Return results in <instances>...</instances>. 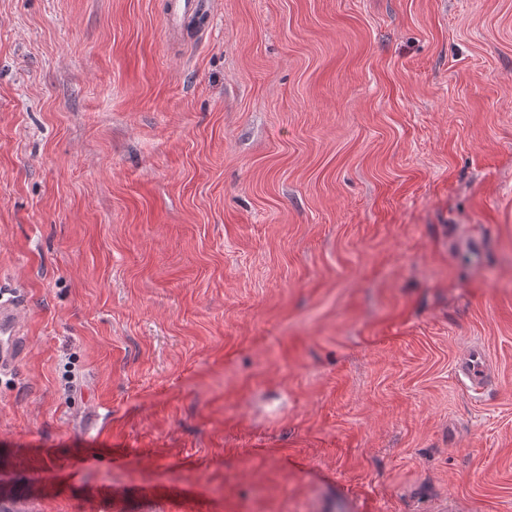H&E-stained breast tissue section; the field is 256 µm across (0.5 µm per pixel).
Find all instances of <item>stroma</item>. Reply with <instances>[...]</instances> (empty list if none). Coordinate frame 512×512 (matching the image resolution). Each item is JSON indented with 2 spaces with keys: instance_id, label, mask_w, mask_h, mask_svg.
Segmentation results:
<instances>
[{
  "instance_id": "stroma-1",
  "label": "stroma",
  "mask_w": 512,
  "mask_h": 512,
  "mask_svg": "<svg viewBox=\"0 0 512 512\" xmlns=\"http://www.w3.org/2000/svg\"><path fill=\"white\" fill-rule=\"evenodd\" d=\"M0 291L16 512H512V0H0ZM23 311L11 299L0 294V373L12 371L23 354L21 325Z\"/></svg>"
}]
</instances>
